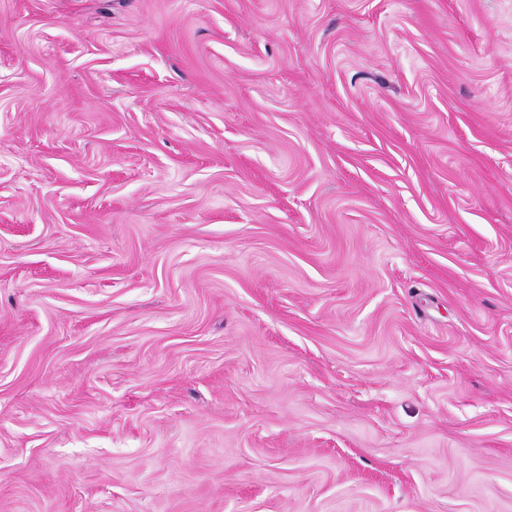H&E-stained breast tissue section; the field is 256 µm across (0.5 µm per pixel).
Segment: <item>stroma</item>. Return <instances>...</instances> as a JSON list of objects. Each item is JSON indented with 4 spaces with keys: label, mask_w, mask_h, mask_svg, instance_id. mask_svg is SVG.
<instances>
[{
    "label": "stroma",
    "mask_w": 512,
    "mask_h": 512,
    "mask_svg": "<svg viewBox=\"0 0 512 512\" xmlns=\"http://www.w3.org/2000/svg\"><path fill=\"white\" fill-rule=\"evenodd\" d=\"M0 512H512V0H0Z\"/></svg>",
    "instance_id": "1"
}]
</instances>
